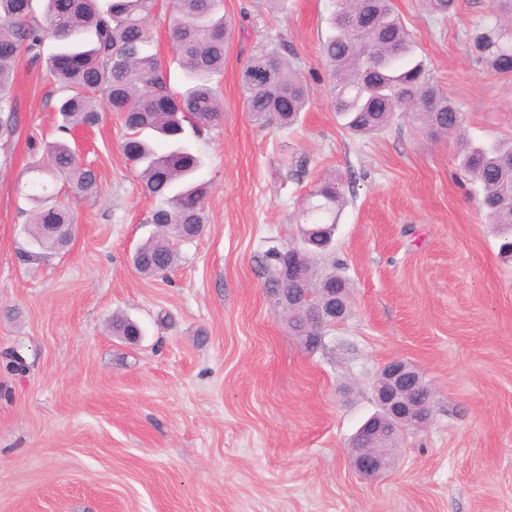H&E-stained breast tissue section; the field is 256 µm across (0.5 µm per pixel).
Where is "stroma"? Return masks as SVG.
<instances>
[{
  "label": "stroma",
  "instance_id": "stroma-1",
  "mask_svg": "<svg viewBox=\"0 0 512 512\" xmlns=\"http://www.w3.org/2000/svg\"><path fill=\"white\" fill-rule=\"evenodd\" d=\"M335 2L284 0L273 13L224 0V122L192 142L206 229L179 244L164 278L132 265L154 203L108 112L68 137L99 176L94 197L56 188L76 217L68 252L20 261L23 191L58 137L60 97L44 67L20 64L16 133L0 149V512H512V262L455 139L405 119L370 136L343 127L322 54ZM393 6L461 107L466 137H512V77L471 49L489 0H457L442 20L422 0ZM280 44L311 89L290 129L256 124L238 79L249 56ZM332 171L345 183L333 252L350 314L310 352L257 258L297 242V209ZM115 315L142 326L138 342L109 332ZM15 352L23 369L9 363ZM394 357L433 388L432 419L405 431L392 467L368 479L348 444Z\"/></svg>",
  "mask_w": 512,
  "mask_h": 512
}]
</instances>
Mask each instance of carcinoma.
Instances as JSON below:
<instances>
[{
  "label": "carcinoma",
  "instance_id": "1",
  "mask_svg": "<svg viewBox=\"0 0 512 512\" xmlns=\"http://www.w3.org/2000/svg\"><path fill=\"white\" fill-rule=\"evenodd\" d=\"M0 0V142L15 134L11 88L23 58L42 59L44 43L53 39L56 52L46 60L52 84L62 93L57 104L58 129L69 133L102 119L103 108L116 113L126 131L122 148L135 168L144 195L158 201L149 223L156 236L133 256L135 268L148 276L163 275L178 262V242L198 237L206 224V186L193 182L199 155L187 137L202 138L224 121V103L213 83L224 71L232 23L223 0H172L170 39L181 69L184 90L171 84L170 69L152 49L151 19L158 0ZM428 12L445 17L456 0H423ZM331 33L323 56L332 79V105L353 134L373 135L407 118L434 137H448L460 128L457 105L428 77L423 60L395 14L391 0H337ZM473 48L500 74L512 75V30L505 23L477 28ZM246 107L254 120L291 127L310 103V88L282 45L251 55L239 74ZM459 169L479 184V206L487 223L496 225L499 251L512 258V138L493 142L466 141L458 152ZM45 179L33 184L27 199L34 204L24 225L28 248L23 262L47 258L71 241V212L54 202L48 180L65 181L77 194L99 192L96 172L83 164L65 142L49 146L46 165L37 168ZM345 196L342 179L321 177L297 214L306 229L335 231ZM62 224L58 233L48 225ZM331 238L313 233L300 239L313 288H340L346 276L331 263L318 273L313 258L332 249ZM277 252L270 247L258 257L268 288L280 303ZM297 336H315L313 315L290 316ZM112 335L134 341L139 324L112 317Z\"/></svg>",
  "mask_w": 512,
  "mask_h": 512
}]
</instances>
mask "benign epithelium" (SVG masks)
<instances>
[{
	"instance_id": "7a95c632",
	"label": "benign epithelium",
	"mask_w": 512,
	"mask_h": 512,
	"mask_svg": "<svg viewBox=\"0 0 512 512\" xmlns=\"http://www.w3.org/2000/svg\"><path fill=\"white\" fill-rule=\"evenodd\" d=\"M304 268L305 263L297 249L288 248L280 270L281 285L286 287L290 281L304 280ZM345 292L344 288H325L315 303L310 295L301 293L288 298V308L291 312H316L323 324L335 327L343 323L350 312ZM419 389L428 392V400L424 403H418L412 397L411 391ZM374 392L378 411L358 429L350 444L352 466L365 477L381 475L394 460L396 449L384 447L383 431L388 430L397 437L407 429L425 427L432 416L433 391L420 371L404 358L394 357L381 367Z\"/></svg>"
}]
</instances>
